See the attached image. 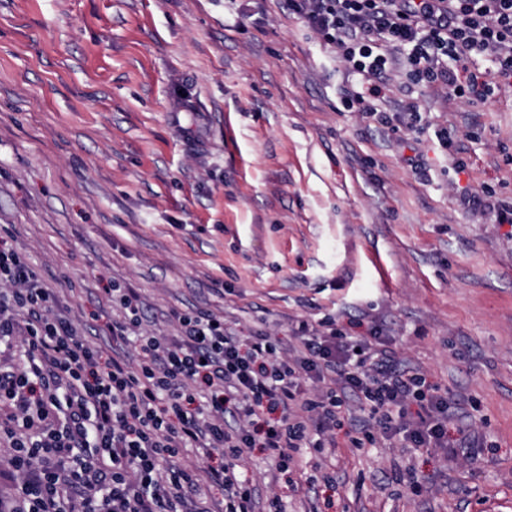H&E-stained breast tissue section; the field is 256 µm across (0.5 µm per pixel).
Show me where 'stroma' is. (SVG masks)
Here are the masks:
<instances>
[{"label":"stroma","instance_id":"stroma-1","mask_svg":"<svg viewBox=\"0 0 512 512\" xmlns=\"http://www.w3.org/2000/svg\"><path fill=\"white\" fill-rule=\"evenodd\" d=\"M358 86L288 0H0V237L104 351L116 284L165 334L198 312L286 346L301 320L379 327L458 400L467 456L351 447L356 411L298 487L253 451L286 512H512V224L462 203L512 206V87L396 75L373 105L415 102L408 128L347 111Z\"/></svg>","mask_w":512,"mask_h":512}]
</instances>
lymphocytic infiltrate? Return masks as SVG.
Segmentation results:
<instances>
[{"instance_id":"1","label":"lymphocytic infiltrate","mask_w":512,"mask_h":512,"mask_svg":"<svg viewBox=\"0 0 512 512\" xmlns=\"http://www.w3.org/2000/svg\"><path fill=\"white\" fill-rule=\"evenodd\" d=\"M288 11L362 76L365 90L343 99L350 111L371 112L400 71L460 99L512 85V0H288ZM476 56L491 69L461 83ZM106 296L120 310L112 345L134 347L136 361L89 344L56 290L0 241V356L19 359L0 370V445L17 473L18 512H211L205 486L219 492L220 512H256L251 449L288 475L303 450L334 444L353 400L363 414L353 447L451 446L448 391L399 365L378 329L350 336L303 320L287 352L213 314L180 315L161 336L143 328L135 289ZM183 448L220 464H176Z\"/></svg>"}]
</instances>
